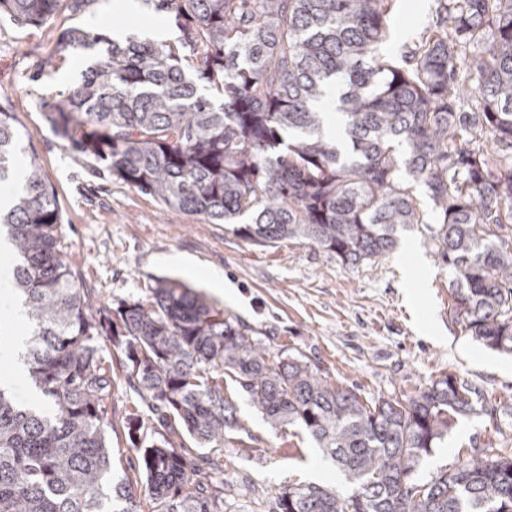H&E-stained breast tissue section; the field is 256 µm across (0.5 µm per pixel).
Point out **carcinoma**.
Here are the masks:
<instances>
[{
    "label": "carcinoma",
    "instance_id": "cac0c4a2",
    "mask_svg": "<svg viewBox=\"0 0 512 512\" xmlns=\"http://www.w3.org/2000/svg\"><path fill=\"white\" fill-rule=\"evenodd\" d=\"M65 0H0V15L40 25ZM177 41L112 48L46 104L54 136L112 176L247 242L304 239L357 268L422 226L448 270L453 310L471 336L512 354V0H448L399 61L380 53L394 0H157ZM98 35L71 28L60 51ZM475 50L466 71L458 47ZM474 85L475 110L460 102ZM336 86L348 153L321 131ZM502 149L469 147L472 131ZM13 113L0 109V182L22 170L0 232L13 250L32 382L49 409L0 388V512H224V486L172 437L199 448L238 427L225 373L274 426L301 425L336 462L351 494L290 485L276 512H512V456L480 448L418 483L413 474L472 410L451 375L403 400L368 405L303 355L268 362L248 329L176 281L117 309L96 301L60 248L62 215ZM426 189L431 210L413 189ZM112 341L139 413L125 428L139 482L112 479L104 428L114 382L99 340Z\"/></svg>",
    "mask_w": 512,
    "mask_h": 512
}]
</instances>
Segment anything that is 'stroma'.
Returning a JSON list of instances; mask_svg holds the SVG:
<instances>
[{"label": "stroma", "instance_id": "35a3bbf8", "mask_svg": "<svg viewBox=\"0 0 512 512\" xmlns=\"http://www.w3.org/2000/svg\"><path fill=\"white\" fill-rule=\"evenodd\" d=\"M117 0H81L39 26L0 15V108L12 112L25 153L33 154L63 211V250L84 287L104 305L144 300L156 279L182 282L225 317L246 325L270 360L302 352L333 385L364 402L402 399L445 375L473 390L474 414L456 419L447 439L414 473L416 481L471 449L512 450V356L472 339L452 309L448 275L425 231L410 230L397 247L369 267L351 268L306 240L273 246L244 241L231 225L210 224L174 210L113 178L104 166L64 148L51 132L43 104L74 86L105 55L115 29L139 37L179 31L154 0L140 12L119 10ZM441 18L436 0H396L393 33L383 53L401 58L414 37ZM80 27L102 42L70 53L58 50L62 34ZM219 275L229 295L216 294ZM224 390L240 426L228 430L222 451L189 452L224 468V512H272L280 488L316 483L350 494L335 465L324 459L299 425L273 427L232 381ZM138 397L117 384L107 417L112 467L135 476V454L123 428Z\"/></svg>", "mask_w": 512, "mask_h": 512}]
</instances>
